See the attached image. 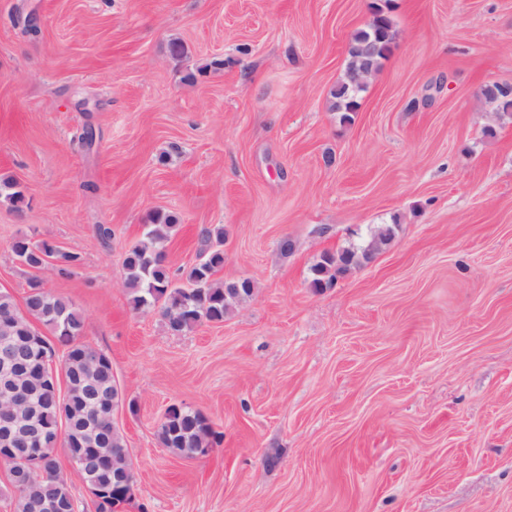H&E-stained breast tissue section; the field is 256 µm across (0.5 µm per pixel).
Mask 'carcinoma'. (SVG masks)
Instances as JSON below:
<instances>
[{
    "label": "carcinoma",
    "instance_id": "obj_1",
    "mask_svg": "<svg viewBox=\"0 0 512 512\" xmlns=\"http://www.w3.org/2000/svg\"><path fill=\"white\" fill-rule=\"evenodd\" d=\"M372 18L354 34L341 81L332 91L333 108L349 123L359 109V78L371 74L386 57L394 39L389 4L373 3ZM481 98L492 111L512 116V94L488 90ZM175 226L169 215L156 213L145 225L142 238L123 260L125 288L130 304L144 311L162 304L166 327L182 334L202 322L222 323L233 307L252 294L245 279L219 282L214 275L224 266V227L205 231L199 261L171 274L166 263V243ZM391 237V229L381 230L364 244L335 253L326 252L311 267L309 287L320 293L332 287L350 269L370 262ZM15 256L27 267L40 269L50 257L61 276H66L80 257L49 240L19 237L12 242ZM85 318L71 301L34 282L24 305L0 290V336L9 337L8 347L24 360L27 369L22 384L29 393V405L22 418L33 427L48 432L31 452L18 447L11 453L0 450V464L8 471L14 512H44V505L75 499L72 475H81L90 487L110 486L116 477L134 471L123 436L111 414L122 400L107 355L84 336ZM62 355H57V350ZM69 425L61 437L54 434L61 422ZM157 437L172 454L193 459L219 446L223 435L199 411L171 404L159 424ZM81 457L79 469L68 472L56 448Z\"/></svg>",
    "mask_w": 512,
    "mask_h": 512
}]
</instances>
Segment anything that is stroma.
Returning <instances> with one entry per match:
<instances>
[{
    "mask_svg": "<svg viewBox=\"0 0 512 512\" xmlns=\"http://www.w3.org/2000/svg\"><path fill=\"white\" fill-rule=\"evenodd\" d=\"M372 3L0 0V181L24 195L0 197V289L41 281L111 358L128 512H512V118L480 97L512 84V0H393L345 124L330 92ZM157 211L173 271L223 225L218 280L254 286L223 323L175 335L132 309L123 259ZM386 226L311 290L323 252ZM21 235L80 262L30 269ZM172 404L222 444L163 448ZM391 237V229L381 230L364 244L347 248L335 253L326 252L311 267L312 277L309 286L315 292H323L331 288L336 280L353 267L370 262Z\"/></svg>",
    "mask_w": 512,
    "mask_h": 512,
    "instance_id": "obj_1",
    "label": "stroma"
}]
</instances>
